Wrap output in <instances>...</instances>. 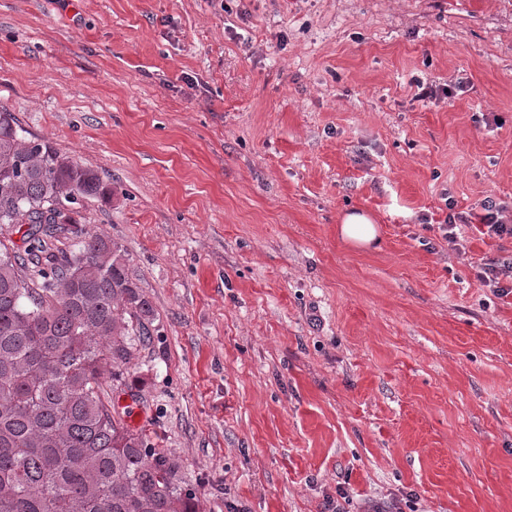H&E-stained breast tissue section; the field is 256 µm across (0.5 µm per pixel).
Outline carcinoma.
Wrapping results in <instances>:
<instances>
[{
	"instance_id": "cac0c4a2",
	"label": "carcinoma",
	"mask_w": 512,
	"mask_h": 512,
	"mask_svg": "<svg viewBox=\"0 0 512 512\" xmlns=\"http://www.w3.org/2000/svg\"><path fill=\"white\" fill-rule=\"evenodd\" d=\"M103 191L0 109V224L30 225L24 248L0 242V512H197L177 462L104 394L107 364L139 388L130 359L154 309L112 239L73 217Z\"/></svg>"
}]
</instances>
